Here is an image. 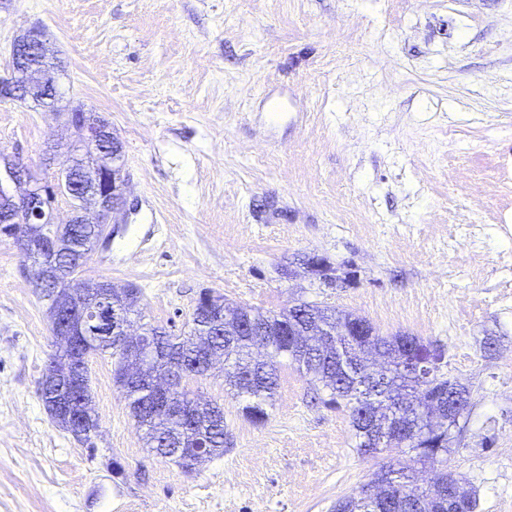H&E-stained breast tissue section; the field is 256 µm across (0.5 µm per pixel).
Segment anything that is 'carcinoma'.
Here are the masks:
<instances>
[{"instance_id":"carcinoma-1","label":"carcinoma","mask_w":512,"mask_h":512,"mask_svg":"<svg viewBox=\"0 0 512 512\" xmlns=\"http://www.w3.org/2000/svg\"><path fill=\"white\" fill-rule=\"evenodd\" d=\"M95 239L96 231L93 224H64L59 232L60 251L72 261L85 258L91 251ZM140 304L141 298L137 296L112 298V306L118 308L127 318L141 314ZM224 312L225 318L218 325L204 319L192 318L190 332L186 336H172L159 327H153L151 331L177 351L192 344L194 336L207 337L224 359L225 384L245 400L243 414L255 424H262L269 418V409L278 388V358L283 357L298 371L313 375L314 381L329 392L328 403L335 405L338 401H343L349 410L354 434L358 439L359 453L371 455L395 450L400 455V458L396 459V464L399 465V478L390 477L389 472L385 470L380 471L373 483L364 485L356 493L336 501V506L340 507L342 512H385L381 505L386 502L395 505L393 512H448L450 509L454 512H476L477 498L474 493L467 494L456 506L449 509L438 501L436 492L418 483L416 465L428 464L437 470L436 482L449 483L456 488L461 484L460 479L448 471V454L451 452L448 446V429L441 428L425 440L418 436L408 439L403 437L402 432L414 427L421 432L426 428V424L417 416L409 418L396 415L391 407L395 397L384 396L390 388L404 392L411 401L418 399L422 391L428 397L452 392L467 396V388L446 378L441 372L429 380L421 381L410 366L400 368L395 365L387 382L371 383V389L376 391V398L373 401L363 404L356 394V373L361 365L366 344H374L382 349V354L395 358L408 354L406 343L411 341L415 343L411 358L431 356L440 363L445 359V351L441 346L405 334H379L368 339L363 336L335 335L324 345L313 343L300 348L284 334L273 337L269 358L258 361L254 357V337L244 336L237 331L239 321L248 315L258 325L275 323L278 318L289 315L295 320L297 327L312 326L320 331L334 333L337 323L352 318L353 314L309 302H301L291 313L284 312L278 316H266L247 309L239 313L237 307L230 303ZM144 390L143 384H134L125 390V398L136 427L142 432V438L151 451L175 461L180 466L183 465L185 449L179 447V444L187 437L185 425L140 409L139 403L144 399ZM41 397L46 408L56 407L61 410V413L57 414L56 423L64 429L67 428V421L63 416V413L68 411V406L64 405L67 401L66 382L58 379L47 380L45 393L41 394ZM178 397L194 412L196 421L207 432L208 456L223 455L222 407L208 401H195L185 390L178 393ZM372 426L385 430L387 435L380 448L371 444Z\"/></svg>"}]
</instances>
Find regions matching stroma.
<instances>
[{
    "label": "stroma",
    "mask_w": 512,
    "mask_h": 512,
    "mask_svg": "<svg viewBox=\"0 0 512 512\" xmlns=\"http://www.w3.org/2000/svg\"><path fill=\"white\" fill-rule=\"evenodd\" d=\"M37 24L64 101L123 144L120 224L85 277L139 288L176 336L210 289L442 344L470 391L448 468L477 512H512V0H0L1 75ZM62 122L0 100V154L54 179ZM32 277L0 236V512H331L397 458L358 454L293 366L262 424L216 368L186 387L223 407L224 454L183 472L145 447L107 353L83 447L39 394L54 347Z\"/></svg>",
    "instance_id": "35a3bbf8"
}]
</instances>
